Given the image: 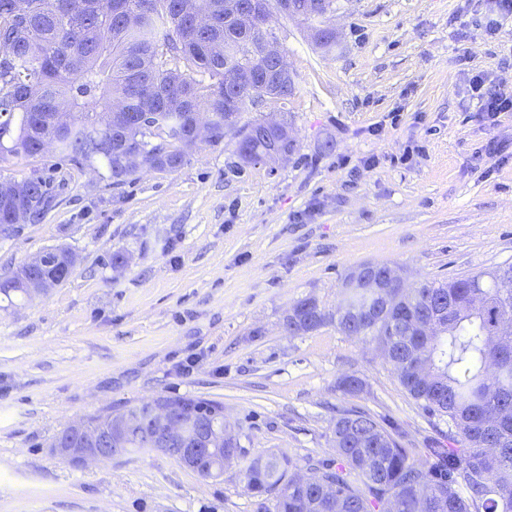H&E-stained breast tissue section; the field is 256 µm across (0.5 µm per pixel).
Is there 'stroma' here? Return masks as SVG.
Here are the masks:
<instances>
[{"label": "stroma", "mask_w": 512, "mask_h": 512, "mask_svg": "<svg viewBox=\"0 0 512 512\" xmlns=\"http://www.w3.org/2000/svg\"><path fill=\"white\" fill-rule=\"evenodd\" d=\"M326 22L328 53L299 20L267 25L295 93L242 120L289 114L300 150L277 170L242 165L231 134L118 189L75 170L40 223L0 237V273L55 246L77 257L47 293L0 295V512H255L249 458L331 457L339 409L390 419L419 451L445 428L371 344L332 325L292 336L284 321L307 297L335 308L362 264L414 288L512 264V112L488 118L469 88L481 72L512 93V13L335 0ZM175 394L220 403L240 432L223 478L157 451L74 463L51 450L72 424Z\"/></svg>", "instance_id": "obj_1"}]
</instances>
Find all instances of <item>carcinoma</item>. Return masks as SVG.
Returning a JSON list of instances; mask_svg holds the SVG:
<instances>
[{
  "instance_id": "cac0c4a2",
  "label": "carcinoma",
  "mask_w": 512,
  "mask_h": 512,
  "mask_svg": "<svg viewBox=\"0 0 512 512\" xmlns=\"http://www.w3.org/2000/svg\"><path fill=\"white\" fill-rule=\"evenodd\" d=\"M276 2L265 0L253 14L250 0H26L19 14L14 0H0V44L12 53L10 66H0V163L40 157L50 142L62 161L95 167L116 188L137 180L133 154H159V173L181 168L197 149L193 120L201 113L210 128L206 144L218 146L234 131L246 164L264 163L273 152L295 155L288 121L240 124L258 99L275 91L284 104L295 92L292 77L279 75L261 52ZM323 2L302 20L327 48L336 41L325 25L334 0ZM202 10L204 25L197 23ZM63 108L67 125L55 119ZM18 182L28 188L25 223L36 224L54 201L47 178L34 167ZM68 253L49 248L41 267L0 274V295L29 297L30 279L64 283ZM476 293L483 304L471 307ZM394 297V309L371 317L365 309L374 300L354 288L333 310L305 298L285 327L296 335L334 325L375 343L419 407L448 419V431H438L436 447L421 459L393 422L344 410L332 430L335 457L304 458V481L276 453L248 463L245 488L256 512H512V334L500 335L512 321V264ZM426 319L443 326L439 335H417L413 322ZM163 400L203 417L224 411L214 401ZM121 415L88 423L135 451L140 440L124 431Z\"/></svg>"
}]
</instances>
